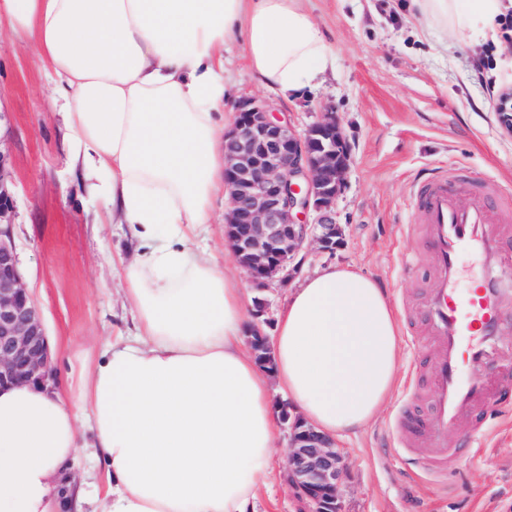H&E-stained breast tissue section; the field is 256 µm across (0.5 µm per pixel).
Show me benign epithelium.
<instances>
[{
	"mask_svg": "<svg viewBox=\"0 0 512 512\" xmlns=\"http://www.w3.org/2000/svg\"><path fill=\"white\" fill-rule=\"evenodd\" d=\"M224 146V216L231 258L249 281L264 287L300 271L309 246L333 255L344 242L336 201L346 186L352 148L336 114L326 110L299 130L286 112L246 98ZM501 130L512 136V90L497 103ZM11 194L0 158V386L40 384L51 375L52 356L40 311L18 269L11 224L1 222ZM267 303H256L247 343L260 367L272 368ZM288 433L286 479L298 512H345L340 492L345 473L336 442L299 415L280 409Z\"/></svg>",
	"mask_w": 512,
	"mask_h": 512,
	"instance_id": "1",
	"label": "benign epithelium"
}]
</instances>
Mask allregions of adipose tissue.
I'll return each instance as SVG.
<instances>
[{"instance_id": "1", "label": "adipose tissue", "mask_w": 512, "mask_h": 512, "mask_svg": "<svg viewBox=\"0 0 512 512\" xmlns=\"http://www.w3.org/2000/svg\"><path fill=\"white\" fill-rule=\"evenodd\" d=\"M455 31L496 36L503 0H413ZM48 73L75 165L109 175L106 221L122 263L128 334L108 343L70 407L54 382L0 389V512H81L67 476L87 425L97 512H259L283 400L345 438L391 396L394 309L359 268L331 265L290 290L272 375L245 348L235 277L200 236L224 190V51L242 42L262 84L295 96L334 63L301 0H0Z\"/></svg>"}]
</instances>
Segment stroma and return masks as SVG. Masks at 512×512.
I'll list each match as a JSON object with an SVG mask.
<instances>
[{"label":"stroma","mask_w":512,"mask_h":512,"mask_svg":"<svg viewBox=\"0 0 512 512\" xmlns=\"http://www.w3.org/2000/svg\"><path fill=\"white\" fill-rule=\"evenodd\" d=\"M336 62L315 87L282 98L265 89L241 43L224 53L226 111L243 98L269 101L298 128L335 112L352 147L336 221L346 231L334 255L311 250L301 273L355 265L387 292L401 330L400 373L413 379L414 412H429L431 357L440 344L424 320L434 282L429 247L415 220L413 196L432 169L448 173L458 204L472 186L512 187V137L495 112L512 88V43L474 31L462 35L419 21L409 0H305ZM52 83L8 22L0 23V163L8 174V221L25 287L52 348L53 380L79 405L81 378L112 337L127 327L117 302L113 263L129 242L98 221L104 202L71 162ZM397 388L378 419L338 447L346 473L345 512H512V413L484 423L461 418L448 437L443 480L422 474L435 455L425 438L401 447Z\"/></svg>","instance_id":"1"}]
</instances>
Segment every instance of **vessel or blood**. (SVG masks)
<instances>
[{
    "label": "vessel or blood",
    "mask_w": 512,
    "mask_h": 512,
    "mask_svg": "<svg viewBox=\"0 0 512 512\" xmlns=\"http://www.w3.org/2000/svg\"><path fill=\"white\" fill-rule=\"evenodd\" d=\"M416 208L436 270L426 317L443 344L431 367L428 432L444 446L462 410L492 401L489 385L478 369L498 349L499 304L512 286V250L506 248L507 236L493 222L485 199L457 206L447 180H435L419 193ZM470 250L477 251L481 259L479 284L464 294L457 286L459 259Z\"/></svg>",
    "instance_id": "obj_1"
}]
</instances>
